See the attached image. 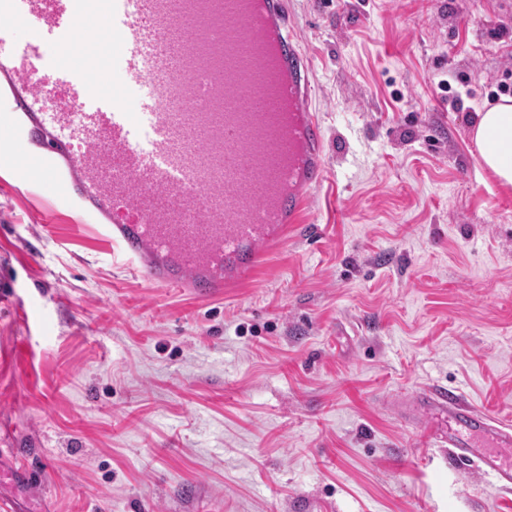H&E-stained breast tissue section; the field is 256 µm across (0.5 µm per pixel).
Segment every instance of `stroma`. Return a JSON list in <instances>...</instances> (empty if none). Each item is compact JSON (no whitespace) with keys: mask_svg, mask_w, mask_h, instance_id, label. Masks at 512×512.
<instances>
[{"mask_svg":"<svg viewBox=\"0 0 512 512\" xmlns=\"http://www.w3.org/2000/svg\"><path fill=\"white\" fill-rule=\"evenodd\" d=\"M328 180L262 271L200 300L136 277L0 169V483L19 512H512L423 450L457 386L512 421V190L470 131L512 86V0H288Z\"/></svg>","mask_w":512,"mask_h":512,"instance_id":"1","label":"stroma"}]
</instances>
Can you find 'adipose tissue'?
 I'll use <instances>...</instances> for the list:
<instances>
[{
	"mask_svg": "<svg viewBox=\"0 0 512 512\" xmlns=\"http://www.w3.org/2000/svg\"><path fill=\"white\" fill-rule=\"evenodd\" d=\"M484 168L506 189H512V103L478 112L472 127Z\"/></svg>",
	"mask_w": 512,
	"mask_h": 512,
	"instance_id": "1",
	"label": "adipose tissue"
}]
</instances>
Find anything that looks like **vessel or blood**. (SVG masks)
<instances>
[{
	"label": "vessel or blood",
	"mask_w": 512,
	"mask_h": 512,
	"mask_svg": "<svg viewBox=\"0 0 512 512\" xmlns=\"http://www.w3.org/2000/svg\"><path fill=\"white\" fill-rule=\"evenodd\" d=\"M92 0H0V164L24 154L137 275L208 299L255 274L326 178L310 63L288 0H110L103 97ZM42 37L17 43V28ZM67 60L49 68L46 53ZM423 445L512 490V424L453 387L414 393Z\"/></svg>",
	"instance_id": "obj_1"
}]
</instances>
